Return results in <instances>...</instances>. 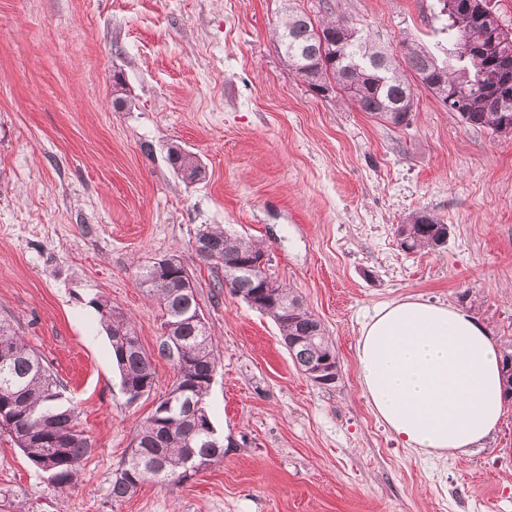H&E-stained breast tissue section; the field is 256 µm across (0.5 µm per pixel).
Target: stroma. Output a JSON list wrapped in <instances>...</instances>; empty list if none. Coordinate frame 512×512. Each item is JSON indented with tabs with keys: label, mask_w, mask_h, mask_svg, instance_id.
<instances>
[{
	"label": "stroma",
	"mask_w": 512,
	"mask_h": 512,
	"mask_svg": "<svg viewBox=\"0 0 512 512\" xmlns=\"http://www.w3.org/2000/svg\"><path fill=\"white\" fill-rule=\"evenodd\" d=\"M361 23L400 51L445 56L438 0H0V319L61 381L93 446L58 488L0 434V512H512V405L463 458L400 446L373 415L354 354L375 308L457 303L512 339V136L463 128L427 91L395 128L283 64L287 6ZM126 106H117L115 82ZM195 153L188 184L170 146ZM426 209L449 228L407 253L395 229ZM259 242L268 272L333 342V387L294 365L277 324L192 249L201 226ZM175 254L193 275L217 370L209 415L223 459L180 483L110 496L137 424L171 389L161 310L137 265ZM107 297L154 353L128 404L94 305Z\"/></svg>",
	"instance_id": "obj_1"
}]
</instances>
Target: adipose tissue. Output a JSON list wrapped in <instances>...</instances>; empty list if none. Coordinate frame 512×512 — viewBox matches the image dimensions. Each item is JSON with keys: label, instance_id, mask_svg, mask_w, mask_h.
<instances>
[{"label": "adipose tissue", "instance_id": "adipose-tissue-1", "mask_svg": "<svg viewBox=\"0 0 512 512\" xmlns=\"http://www.w3.org/2000/svg\"><path fill=\"white\" fill-rule=\"evenodd\" d=\"M499 358L468 312L408 296L363 323L355 362L373 414L404 447L462 457L502 422Z\"/></svg>", "mask_w": 512, "mask_h": 512}]
</instances>
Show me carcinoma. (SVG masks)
<instances>
[{
	"mask_svg": "<svg viewBox=\"0 0 512 512\" xmlns=\"http://www.w3.org/2000/svg\"><path fill=\"white\" fill-rule=\"evenodd\" d=\"M454 47L448 59L417 45L405 44L400 53H387L359 24L329 14L316 24L294 10L275 29L281 56L288 70L305 77L310 90L336 84L360 111L394 127L410 125L416 88L430 92L442 105L455 97L461 103L456 114L463 127L483 128L497 134L512 125V70L503 67L512 42L500 39L493 22L475 6L446 14ZM334 44L322 52L323 42ZM167 161L178 175L195 178V156L178 145L167 151ZM207 251L200 258L214 266L230 268L239 260L264 249L251 240L231 235L220 226L199 230ZM396 235L414 252L443 244L448 227L434 213L421 209L396 228ZM141 282L162 311V326L174 325L175 339L163 337L159 353L170 360L176 381L153 414L139 425L127 462L112 479L115 502L131 497L148 478L181 482L189 477L187 461L197 465L224 457V443L204 427L210 419L206 399L217 361L206 325L196 321L200 309L196 292L183 287L191 273L174 267L144 264L137 268ZM282 303L296 297L282 288ZM273 303L269 312L283 341L301 340L295 348L298 364L320 360L334 350L321 322L309 311H283ZM97 310L112 348L121 385L132 391L155 386L152 357L140 344L131 322L106 298L96 300ZM504 371V401L512 399V341L501 345ZM61 382L42 359L18 336L13 325L0 319V429L12 439L36 469L53 463L52 481L59 488L74 483L82 458L92 448L90 437L80 429L79 413L61 403Z\"/></svg>",
	"mask_w": 512,
	"mask_h": 512,
	"instance_id": "obj_1",
	"label": "carcinoma"
}]
</instances>
